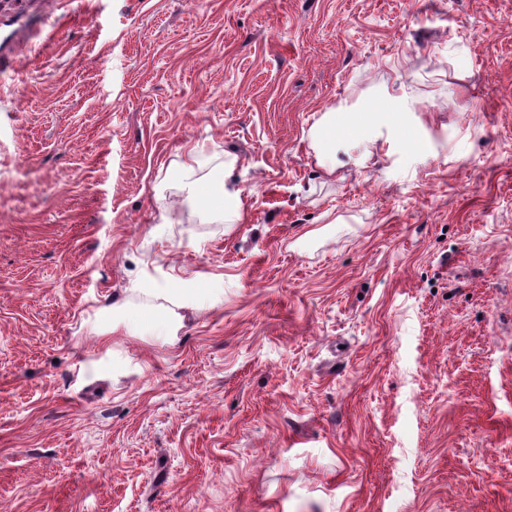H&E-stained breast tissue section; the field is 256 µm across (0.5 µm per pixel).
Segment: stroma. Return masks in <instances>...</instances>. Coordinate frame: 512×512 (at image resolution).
<instances>
[{
    "instance_id": "35a3bbf8",
    "label": "stroma",
    "mask_w": 512,
    "mask_h": 512,
    "mask_svg": "<svg viewBox=\"0 0 512 512\" xmlns=\"http://www.w3.org/2000/svg\"><path fill=\"white\" fill-rule=\"evenodd\" d=\"M6 512H512V0H0ZM403 86L324 176L323 112ZM227 172L211 219L180 170ZM196 291L175 343L155 325ZM411 108L401 86L386 91L379 112H324L310 129L311 146L318 166L328 177L336 176L344 163L336 158V135L344 139L342 146L346 154L361 149L354 160L357 165H364L373 156L372 148L379 140L378 130L386 126L398 131L405 112ZM349 158H351L349 156ZM193 190L210 199L213 205L212 217L221 223L235 224L244 216L242 200L238 192L230 191L226 184V172L213 176L201 190L197 186Z\"/></svg>"
}]
</instances>
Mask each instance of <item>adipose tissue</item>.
<instances>
[{"instance_id":"1","label":"adipose tissue","mask_w":512,"mask_h":512,"mask_svg":"<svg viewBox=\"0 0 512 512\" xmlns=\"http://www.w3.org/2000/svg\"><path fill=\"white\" fill-rule=\"evenodd\" d=\"M408 110L406 93L397 87L386 92L378 111L352 113L331 110L323 113L310 129L311 146L318 166L326 176H335L341 165L336 157V149L340 146L348 152L357 151V164L367 163L379 140L380 128L398 129ZM202 194L213 205L214 219L227 224L242 220V200L239 193L228 189L225 175L213 176Z\"/></svg>"}]
</instances>
